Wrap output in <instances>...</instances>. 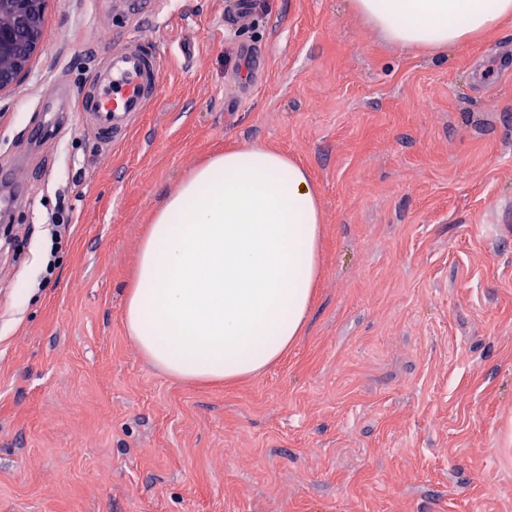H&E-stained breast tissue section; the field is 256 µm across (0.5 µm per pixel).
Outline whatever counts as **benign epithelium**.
<instances>
[{
	"instance_id": "7a95c632",
	"label": "benign epithelium",
	"mask_w": 512,
	"mask_h": 512,
	"mask_svg": "<svg viewBox=\"0 0 512 512\" xmlns=\"http://www.w3.org/2000/svg\"><path fill=\"white\" fill-rule=\"evenodd\" d=\"M49 0H0V94L28 72L42 49Z\"/></svg>"
}]
</instances>
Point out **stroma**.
Here are the masks:
<instances>
[{
	"mask_svg": "<svg viewBox=\"0 0 512 512\" xmlns=\"http://www.w3.org/2000/svg\"><path fill=\"white\" fill-rule=\"evenodd\" d=\"M255 2L228 27L224 0H50L0 94L24 186L0 238V512H512V20L433 57L350 0ZM131 33L165 66L129 136L102 151L73 117L33 141ZM242 45L266 67L237 91ZM253 147L319 190L310 317L262 375L178 380L123 323L139 245L198 164Z\"/></svg>",
	"mask_w": 512,
	"mask_h": 512,
	"instance_id": "obj_1",
	"label": "stroma"
}]
</instances>
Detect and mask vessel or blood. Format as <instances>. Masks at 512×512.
Instances as JSON below:
<instances>
[{"instance_id": "obj_1", "label": "vessel or blood", "mask_w": 512, "mask_h": 512, "mask_svg": "<svg viewBox=\"0 0 512 512\" xmlns=\"http://www.w3.org/2000/svg\"><path fill=\"white\" fill-rule=\"evenodd\" d=\"M102 63L81 93L67 98L66 109L78 113L103 145L122 141L135 120L158 95L162 57L134 35L102 51Z\"/></svg>"}]
</instances>
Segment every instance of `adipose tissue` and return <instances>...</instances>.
<instances>
[{"mask_svg": "<svg viewBox=\"0 0 512 512\" xmlns=\"http://www.w3.org/2000/svg\"><path fill=\"white\" fill-rule=\"evenodd\" d=\"M387 40L434 54L512 19V0H351ZM322 212L286 154L230 149L170 194L142 240L122 317L145 357L189 382L254 376L301 335L321 274Z\"/></svg>", "mask_w": 512, "mask_h": 512, "instance_id": "adipose-tissue-1", "label": "adipose tissue"}]
</instances>
